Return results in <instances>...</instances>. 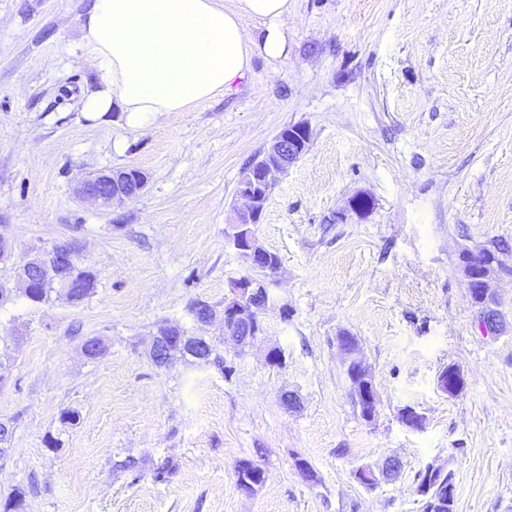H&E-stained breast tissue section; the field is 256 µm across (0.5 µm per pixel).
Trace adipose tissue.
Segmentation results:
<instances>
[{
  "mask_svg": "<svg viewBox=\"0 0 512 512\" xmlns=\"http://www.w3.org/2000/svg\"><path fill=\"white\" fill-rule=\"evenodd\" d=\"M293 0H91L82 22L101 86L83 103L106 116L119 109L145 127L231 89L255 56L286 59L282 20ZM263 21L249 31L246 20Z\"/></svg>",
  "mask_w": 512,
  "mask_h": 512,
  "instance_id": "obj_1",
  "label": "adipose tissue"
}]
</instances>
